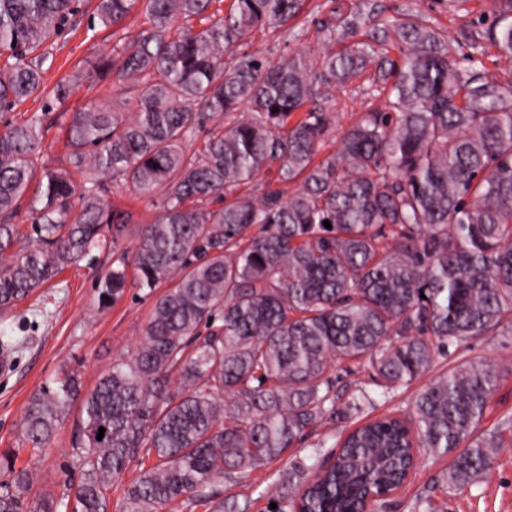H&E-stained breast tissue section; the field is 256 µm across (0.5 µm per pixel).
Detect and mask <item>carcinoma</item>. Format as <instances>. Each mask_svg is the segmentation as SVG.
<instances>
[{
	"instance_id": "1",
	"label": "carcinoma",
	"mask_w": 512,
	"mask_h": 512,
	"mask_svg": "<svg viewBox=\"0 0 512 512\" xmlns=\"http://www.w3.org/2000/svg\"><path fill=\"white\" fill-rule=\"evenodd\" d=\"M304 2L232 0L226 11L216 0H98L95 17L117 41L95 72L130 95L133 111L92 102L73 113L56 168L38 166L41 117L0 133V312L106 244L99 307L129 288L155 295L143 341L92 390L63 369L30 397L19 441L33 459L74 401L82 413L72 438L80 481L59 500L38 496L31 512H112V482L137 456L148 464L122 512L203 502L249 512L246 496L220 500L217 483L305 444L313 463L284 474L270 512H358L370 494L405 483L418 448L452 457L444 484L455 489L487 476L512 441L476 434L501 375L466 359L416 393L410 420L369 419L325 459L332 436L318 429L375 406L360 384L336 392V364L370 372L390 401L436 355L512 329V81L488 78L478 59L460 67L415 15L375 18L366 39L338 53L237 52L257 27L288 32ZM503 2L490 39L512 60V0ZM138 5L146 27L131 38L123 29ZM78 12L79 0H0L1 112L44 92L53 59L41 47ZM365 23L357 13L325 26L350 38ZM386 42L396 58L377 54ZM376 54L371 84L385 107L362 113L319 157L334 130L326 88L360 77ZM227 55L237 57L230 66ZM209 122L208 141L188 153ZM264 171L275 177L263 194L240 191ZM103 176L137 197L162 194L131 259L119 247L135 214L107 202ZM291 182L286 197L277 185ZM33 183L23 231L10 220ZM0 472L10 476L0 512H26L33 473L12 450L0 453Z\"/></svg>"
}]
</instances>
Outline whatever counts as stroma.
Wrapping results in <instances>:
<instances>
[{
  "label": "stroma",
  "mask_w": 512,
  "mask_h": 512,
  "mask_svg": "<svg viewBox=\"0 0 512 512\" xmlns=\"http://www.w3.org/2000/svg\"><path fill=\"white\" fill-rule=\"evenodd\" d=\"M97 0H81L78 14L69 29L50 41L53 64L43 75L46 88L70 79L67 98L48 95L33 97L18 105L6 121L21 122L33 115L41 116L44 125L40 165H64L65 126L72 112L86 104H121L120 90L113 80H97L92 75L96 59L111 55L115 41L111 30L90 28L89 21ZM493 0H305L296 21L302 31L300 39H285L281 32L268 28L254 29L243 41V51L275 59L300 50L331 51L323 24L330 15L342 17L361 12L384 18L402 14L416 15L446 37L450 53L466 62L472 48H479L485 74L506 82L512 80V66L499 56L498 49L487 41L485 30L493 20ZM367 76L353 83L330 89L325 105L335 115L332 137L326 151H334L337 138L362 112L384 107L385 93L367 94ZM109 201L132 210L135 224L129 225L121 244L134 251L142 225L152 223L160 210V197L137 198L125 186L111 184ZM112 266V253L96 252L94 262L80 261L63 271L54 281L39 288L33 296L12 312L0 314V337L18 340L8 365L0 369V451L14 448L20 462L29 453L19 442V421L29 397L50 381L65 366L78 370L83 389L93 388L121 355L131 353L142 341L152 308L150 298L138 289H128L125 296L109 308L98 306L96 281ZM495 362L502 381L478 431L489 434L512 420V332L475 339L463 351H448L435 359L433 374H440L469 359ZM81 418L79 404H72L49 444V450L37 465L38 480L34 491L60 496L65 484L77 483L81 471L72 453L71 436ZM306 448L288 449L281 457L253 470L248 476L225 479L220 489L224 495L245 494L252 501L251 512H267L269 501L280 490L282 476L288 468L307 462ZM450 457L429 458L411 475L406 486L387 500L385 512H413L415 501H422L426 512H512V447L499 449L489 476L479 483L458 490L442 486L440 478L450 465Z\"/></svg>",
  "instance_id": "35a3bbf8"
}]
</instances>
